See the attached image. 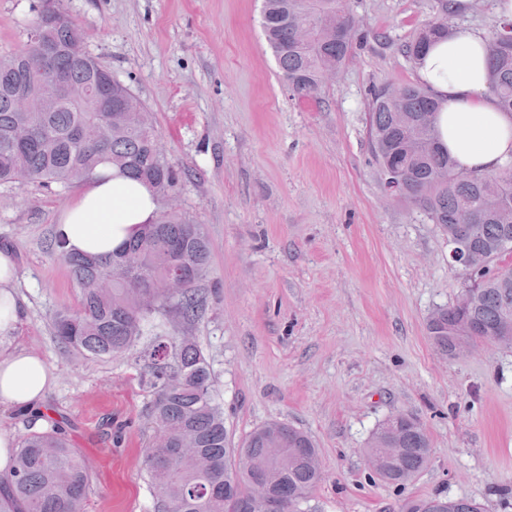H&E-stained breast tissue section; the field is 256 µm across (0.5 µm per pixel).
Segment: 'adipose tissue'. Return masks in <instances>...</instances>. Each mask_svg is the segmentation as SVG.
I'll return each instance as SVG.
<instances>
[{
  "instance_id": "adipose-tissue-1",
  "label": "adipose tissue",
  "mask_w": 512,
  "mask_h": 512,
  "mask_svg": "<svg viewBox=\"0 0 512 512\" xmlns=\"http://www.w3.org/2000/svg\"><path fill=\"white\" fill-rule=\"evenodd\" d=\"M482 30L454 26L448 40L431 45L416 70L440 105L442 142L461 169L474 175L512 161V116L502 112L487 81ZM158 202L141 181L107 169L86 180L64 208L55 236L69 253L109 255L154 223ZM11 250H0V338L16 332L23 308ZM54 368L23 349H0V404L45 422L42 401L54 385Z\"/></svg>"
}]
</instances>
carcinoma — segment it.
Listing matches in <instances>:
<instances>
[{"instance_id": "cac0c4a2", "label": "carcinoma", "mask_w": 512, "mask_h": 512, "mask_svg": "<svg viewBox=\"0 0 512 512\" xmlns=\"http://www.w3.org/2000/svg\"><path fill=\"white\" fill-rule=\"evenodd\" d=\"M58 15L52 24L37 16L39 47L49 52L54 69L76 83L94 82L106 70L88 51L77 57L71 50L76 23L54 0ZM440 16L425 24L403 53L418 64L432 42L446 37L453 26L449 0H439ZM337 24L345 34L330 33ZM261 26L280 77L293 97L317 98L322 74L340 70L353 51L359 21L350 0H263ZM489 88L499 106L512 114V20L499 21L488 36ZM30 75L18 52L0 57V185L13 184L20 173L47 187L80 183L106 165L145 182L158 199L171 197L179 172L156 144V130L147 108L123 82L112 81V106L124 111L125 121L113 126L96 112V102H60L50 112H16L15 89ZM389 85L377 89L369 105L368 136L381 179L392 193L407 199L427 219L453 239L457 225L471 221L477 233L458 242L473 256L461 270L470 301L463 311L449 305L427 321L429 340L442 355L460 340L488 341L512 348V267L497 266L494 255L504 238L512 240V161L500 169L475 176L457 168L443 149L438 126L439 103L422 84L399 87L400 97L388 96ZM25 125L37 132L32 144L11 139V131ZM55 250L70 268L81 301L74 310L52 316L57 341L66 349L95 358H110L131 350L151 325L152 318L174 311L191 321L200 305L197 284L209 263V249L196 224L176 212L143 226L124 250L139 258V272L130 282L113 275L121 254H68ZM182 270L186 288L176 296L162 285L168 274ZM148 374L155 396L151 406L154 432L170 434L171 447L182 440L195 443L193 452L174 460L168 470L154 466L150 448L146 466L158 489L157 512H238L237 504L252 490L255 471L265 464L268 445L263 428L231 444L224 426V410L216 402L212 373L190 336L159 343L151 354ZM397 431L394 442L378 425L365 454L383 448L402 453L388 465L383 480L393 485L412 481L430 462L431 440L419 419ZM286 447L282 469L273 482L288 497V512H302L301 504L322 479L317 448L305 432L280 423ZM233 484L236 497L206 492L216 476ZM90 470L81 452L54 421L42 431L23 436L9 474L0 477V512H84ZM402 512H482L471 499L442 497L410 499Z\"/></svg>"}]
</instances>
